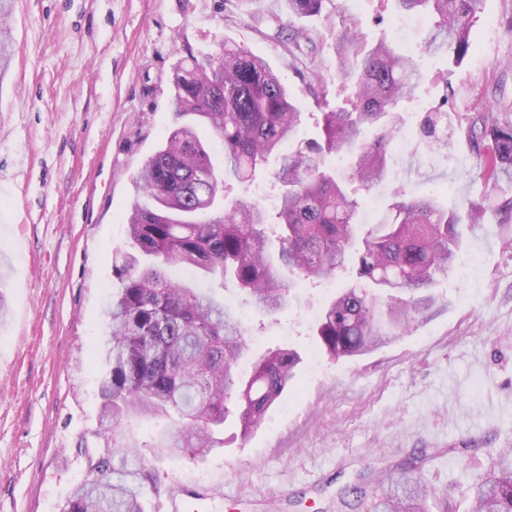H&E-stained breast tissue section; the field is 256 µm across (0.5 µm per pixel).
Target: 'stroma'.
Returning a JSON list of instances; mask_svg holds the SVG:
<instances>
[{"label":"stroma","instance_id":"35a3bbf8","mask_svg":"<svg viewBox=\"0 0 512 512\" xmlns=\"http://www.w3.org/2000/svg\"><path fill=\"white\" fill-rule=\"evenodd\" d=\"M13 62L0 75V512H60L84 473L83 448L101 441L99 386L109 343L103 308L119 285L116 253L134 178L166 139L170 81L184 45L232 42L266 59L298 100L302 138L319 137L307 93L325 80L330 105L352 92L336 55V30L355 25L367 43L394 40L429 80L405 106L446 102L453 113L489 106L512 113V0H481L473 44L457 65L425 54L429 18L407 35L392 0H324L321 16L291 17L284 0H11ZM307 40L293 43L295 27ZM390 187L439 194L451 208L480 200V160L465 138L453 151L396 154ZM479 272H449L447 303L399 340L338 361L309 325L343 281L298 288L266 316L235 287L217 297L240 312L248 352L275 346L302 361L282 399L249 434L228 414L206 459L168 457L153 442L169 420H125L120 446H137L162 487L205 494V512H336L337 493L416 448L454 445L422 475L438 497L467 512V485L493 454L512 448V224L465 232Z\"/></svg>","mask_w":512,"mask_h":512}]
</instances>
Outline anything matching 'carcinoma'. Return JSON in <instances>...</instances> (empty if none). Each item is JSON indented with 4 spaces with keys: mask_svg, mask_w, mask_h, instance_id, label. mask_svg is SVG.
Masks as SVG:
<instances>
[{
    "mask_svg": "<svg viewBox=\"0 0 512 512\" xmlns=\"http://www.w3.org/2000/svg\"><path fill=\"white\" fill-rule=\"evenodd\" d=\"M285 2L298 18L318 16L323 7V0ZM394 2L402 14L433 17L428 50L444 51L455 63L468 54L480 0ZM336 49L356 72L352 109L329 108L323 81H310L322 136L307 141L298 139V107L264 58L229 42L205 54L185 48L174 67L171 130L135 178L126 220L131 250L113 262L120 288L104 310L110 336L99 390L104 446L87 452L83 477L61 512H148V496L164 493L139 453L114 445L125 419L172 415L176 423L155 447L170 455L188 448L204 458L224 428L227 401L238 402L247 434L295 377L301 355L280 346L258 356L243 377L241 320L199 281H230L246 302L272 315L290 306L297 281L335 279L353 263V282L323 304L313 328L327 358H353L446 306L434 288L456 263L461 224L512 222V199L490 192L450 212L432 196L409 197L397 187L378 222L360 223L361 204L348 185L370 189L387 179L391 144L404 126L394 108L413 98L425 75L412 56L385 39L369 45L354 27L341 31ZM195 121L224 146L220 177ZM419 127L429 148H453L448 113L432 108ZM457 127L484 146L487 183L512 181L511 112H478ZM340 153L349 161L343 171L328 163ZM272 158L273 209L229 197L231 181H254ZM177 267L192 278L172 280L169 271ZM425 457L421 449L380 471L367 512H430L435 492L421 477ZM467 493L469 512H512V449L501 450ZM366 497V486L355 484L339 500L355 512Z\"/></svg>",
    "mask_w": 512,
    "mask_h": 512,
    "instance_id": "obj_1",
    "label": "carcinoma"
}]
</instances>
